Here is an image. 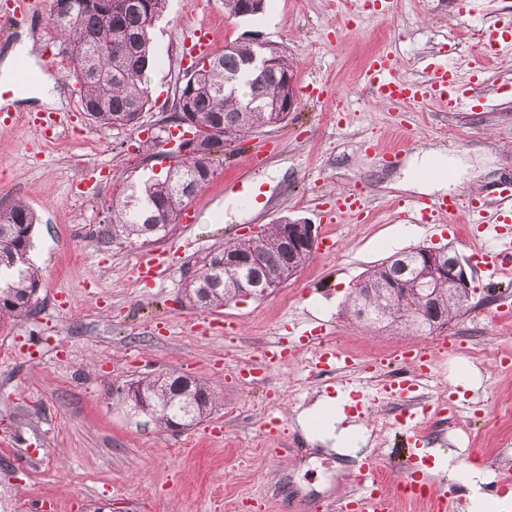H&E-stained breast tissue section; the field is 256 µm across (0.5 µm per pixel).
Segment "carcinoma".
<instances>
[{"mask_svg": "<svg viewBox=\"0 0 512 512\" xmlns=\"http://www.w3.org/2000/svg\"><path fill=\"white\" fill-rule=\"evenodd\" d=\"M111 14L103 16L94 0H66L65 9L51 23L67 45L80 105L93 122L107 127H133L149 105L148 86L154 60L150 32L168 7V0H105ZM266 0H224V8L235 18L248 19L263 12ZM268 58L267 68L249 67L252 59ZM294 63L280 48L263 49L251 40L234 42L224 52L199 58L195 70L183 76L175 91L173 122L192 116L198 120L196 142L162 179L131 183L122 197L112 200L108 236L130 238L151 235L176 223L188 201L214 177L220 159L237 151V145L253 130L268 125L276 105L288 99ZM34 214L21 201L0 208V315L26 317L38 305L39 270L30 262L15 264L18 252H30ZM255 249L262 264L244 273L257 282L293 268L300 270L312 258L310 252H289L280 244L279 233L270 226L255 239H228L195 262L187 272L185 297L202 307L208 290L230 302L240 282L224 271V252ZM420 267L416 263L372 267L364 280H392L401 293V309L391 319L378 313L387 305L378 288L360 302L345 304V312L358 318L369 306L365 325L372 329H402L413 335L457 322L470 303L445 306L436 328L425 321L410 320V312L421 303ZM144 395L146 406L159 427L170 429L176 421L190 428L215 406L217 393L196 380L183 385L180 378L144 376L132 380Z\"/></svg>", "mask_w": 512, "mask_h": 512, "instance_id": "1", "label": "carcinoma"}]
</instances>
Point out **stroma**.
Segmentation results:
<instances>
[{"instance_id": "35a3bbf8", "label": "stroma", "mask_w": 512, "mask_h": 512, "mask_svg": "<svg viewBox=\"0 0 512 512\" xmlns=\"http://www.w3.org/2000/svg\"><path fill=\"white\" fill-rule=\"evenodd\" d=\"M41 18L4 29L9 49L26 42L31 64L54 79L57 100H0V207L24 200L36 223L29 253L41 276L39 305L28 317L0 320V512H336L357 487L362 455L383 457L393 432H380L401 401L382 399L360 419L361 456L328 449L320 427L304 431L296 417L329 381L311 372L304 334L325 324V336L351 355L337 381L375 392L384 380L376 357L431 336L374 332L349 317L343 302L353 284L390 255L419 245L474 256V224H403V202L417 191L397 189L416 152L439 148L456 163L455 190L490 197L512 185V52L482 56L481 31L492 19L512 22V0H394L379 14L374 0H268L249 20L229 17L224 0H169L152 33L155 66L150 104L133 127L90 122L73 91L64 43L50 21V0H36ZM210 25L211 50L223 52L247 34L282 46L296 62L297 103L285 123L256 130L244 150L218 167L210 185L188 203L196 218L147 239L112 240L105 230L112 200L127 184L163 175L179 143L171 122L176 85L184 75L182 35ZM456 43H449V34ZM390 50L406 77L449 62L482 60L486 94L480 107L446 112L376 100L363 88L367 59ZM62 112L57 140L44 146L18 113ZM396 147L397 155L386 152ZM264 163L252 169L249 158ZM259 187V201L241 200L237 184ZM367 197V218L321 222L319 207L337 194ZM283 219L332 232L337 253H314L286 284L260 299L214 310L188 304V266L225 238L250 237ZM170 264L168 279L141 283L136 266L147 253ZM496 290L474 279L473 309L447 329L456 351L439 355L419 400L422 447L440 455L469 448L488 481L512 466V272ZM224 325L203 333L202 319ZM282 341L289 356L265 366L261 352ZM482 343L485 357L465 353ZM201 380L219 394L210 415L192 428L161 430L134 413L116 389L146 375ZM458 399L442 411L439 394ZM279 417L280 440L265 439Z\"/></svg>"}]
</instances>
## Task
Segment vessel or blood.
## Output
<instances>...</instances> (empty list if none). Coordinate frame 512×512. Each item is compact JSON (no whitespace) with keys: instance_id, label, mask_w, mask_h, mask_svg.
I'll use <instances>...</instances> for the list:
<instances>
[{"instance_id":"obj_1","label":"vessel or blood","mask_w":512,"mask_h":512,"mask_svg":"<svg viewBox=\"0 0 512 512\" xmlns=\"http://www.w3.org/2000/svg\"><path fill=\"white\" fill-rule=\"evenodd\" d=\"M188 32L190 51L197 56L208 53L213 41L211 28L195 25L189 27ZM483 37L493 49L512 50L511 26L491 24L484 28ZM483 70V65H476L467 78L463 79L453 67H433L428 69L424 78L410 80L399 75L393 66L391 54L381 53L368 60L363 85L374 98L384 102L402 105L436 102L444 105L448 111L455 112L471 106L478 99L484 87ZM365 207L366 201L362 195L348 192L337 198L335 209L327 211L324 219L330 224L338 222L346 214L364 210ZM466 214L478 216L487 231L497 232L500 225L512 223V188L501 189L491 199L466 198L452 192L435 201H412L404 205L398 218L405 224L440 219L453 223ZM480 259L484 269L493 276L512 269V241L497 249L481 252ZM167 270V264L156 255L142 259L138 265V274L146 281L162 280ZM453 348V343L445 337L439 339L433 348L414 345L390 354V361L396 362L398 368L385 387L386 393L400 397L418 392L431 375L437 352ZM348 366V360L342 358L335 347L330 345L320 348L314 362L317 372L324 376ZM420 416V411L410 405L399 413L403 434L409 446L403 463L400 489L410 499L430 502L433 512H446L448 507L461 504L466 492L457 488L447 494H436L434 478L426 469L429 451L417 445V423ZM376 469L375 459H363L359 467L358 490L343 503V512H393V493L376 478Z\"/></svg>"}]
</instances>
